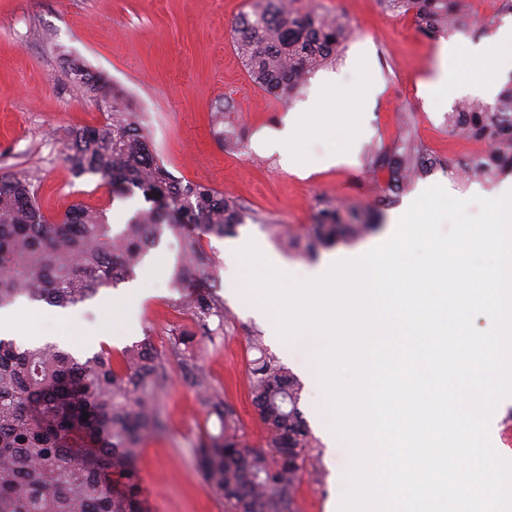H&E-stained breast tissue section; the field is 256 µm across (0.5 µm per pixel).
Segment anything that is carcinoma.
<instances>
[{
    "mask_svg": "<svg viewBox=\"0 0 512 512\" xmlns=\"http://www.w3.org/2000/svg\"><path fill=\"white\" fill-rule=\"evenodd\" d=\"M296 0H266L244 15L234 45L253 83L279 94L299 88L310 75L336 60L348 28L338 16L301 10ZM389 9L413 13L429 36L456 29L466 0H384ZM75 81L104 104L106 121L75 132L66 161L76 178L97 177L112 194L139 190L149 207L112 232L105 211L79 202L50 220L37 202L34 172L0 176V308L19 297L67 307L100 289L133 279L164 232L179 241L173 287L191 325L174 337L192 385L218 420L219 430L200 443L203 479L224 500V512H293L301 476L311 466L314 438L299 409L300 385L280 361L261 356L249 363L251 401L266 427L264 451L243 445L240 423L224 396L212 388L192 349L197 336L224 335V302L192 291L199 278L215 277L201 245L223 236L245 214L233 199L201 184L183 183L151 149L138 113L121 93L80 71ZM448 128L487 145L465 164L474 175L512 171V78L494 103L463 100L448 113ZM439 164L420 145L405 142L392 151L371 149L368 168L390 172L398 183ZM369 228L367 217L329 200L319 203L314 224L298 238L315 256ZM166 357L148 342L115 355L102 347L81 360L54 342L19 344L0 338V512H145L136 466L142 441L164 430L159 404Z\"/></svg>",
    "mask_w": 512,
    "mask_h": 512,
    "instance_id": "obj_1",
    "label": "carcinoma"
}]
</instances>
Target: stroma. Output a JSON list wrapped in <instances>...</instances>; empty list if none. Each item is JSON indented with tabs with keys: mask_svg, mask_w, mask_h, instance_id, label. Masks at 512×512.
Returning a JSON list of instances; mask_svg holds the SVG:
<instances>
[{
	"mask_svg": "<svg viewBox=\"0 0 512 512\" xmlns=\"http://www.w3.org/2000/svg\"><path fill=\"white\" fill-rule=\"evenodd\" d=\"M259 0H0V175L35 172L43 212L63 215L73 203L105 209L109 224L121 229L143 205L141 196H112L99 178H74L65 160L72 131L98 127L105 108L71 78L72 68L102 78L124 92L140 112L153 149L175 177L202 183L231 196L246 214L234 237L211 236L206 250L219 275L216 293L224 302V337L196 344L198 364L213 387L239 415L245 441L263 446L266 429L251 403L248 364L255 353L251 336L260 335L272 354L299 380V408L315 439L317 472L303 475L295 512H331L336 497L333 471L323 433L317 425L309 381L289 357L285 344L269 336L230 289V280L247 281L232 271L224 253L232 238L264 241L292 266H315L314 258L286 248L277 226L302 234L313 223L320 200L332 199L364 213L373 228L367 235L342 238L336 249H352L385 235L392 218L418 190L443 186L457 199L476 189L492 190L501 179L467 180L462 164L474 147L448 132V114L463 99L494 102V95L461 86L443 108L426 105L418 83L436 66L442 41L471 47L492 41L512 26V8L501 6L485 19L466 13L448 39L417 30L411 16L393 12L383 0H297L342 15L351 35L337 59L318 69L298 90L277 97L258 88L238 56L233 31ZM369 74L373 88L357 116L363 134L346 162L309 174L282 168L278 155L260 153L253 143L260 132L281 125L290 110H309L333 74L352 84ZM228 107L224 127L232 139L213 132L210 114ZM421 144L440 166L408 187L390 194L387 172L372 175L365 166L368 148L394 149L403 139ZM179 243L163 236L150 250L133 280L100 290L92 299L63 310L67 328L58 344L85 358L108 346L121 351L151 340L167 355L166 389L161 401L165 430L145 441L137 465L153 494L148 512H224L223 500L207 491L196 450L215 419L197 398L182 359L171 354L176 333L189 324L176 306L179 293L172 272Z\"/></svg>",
	"mask_w": 512,
	"mask_h": 512,
	"instance_id": "obj_1",
	"label": "stroma"
}]
</instances>
